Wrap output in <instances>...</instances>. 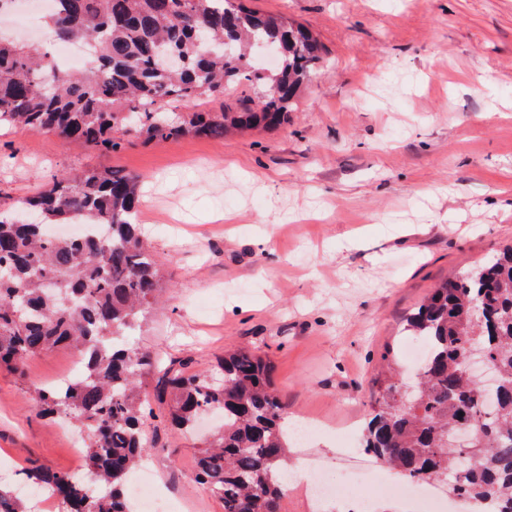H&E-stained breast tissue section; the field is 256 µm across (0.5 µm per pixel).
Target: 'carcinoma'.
<instances>
[{"mask_svg": "<svg viewBox=\"0 0 512 512\" xmlns=\"http://www.w3.org/2000/svg\"><path fill=\"white\" fill-rule=\"evenodd\" d=\"M48 25L60 42H83L98 53L94 67L63 71L45 55L0 33V124L56 133L105 151L133 130L151 139L188 134L222 138L230 131L279 126L323 47L306 27L246 7L243 0H56ZM283 43L275 70L252 69L256 45ZM178 52L181 70L163 68ZM248 81L281 95L261 107L189 112L177 122L161 108L219 97ZM138 177L89 169L60 175L23 207L40 222L0 212V366L24 375L28 358L62 344L77 349L83 372L38 392L44 415L75 421L86 435L80 476L25 471L57 499L61 512H131L126 483L149 450L143 423L154 410L141 379L158 354L127 339L159 296L158 262L135 223ZM105 224L111 234L81 239L50 234L55 224ZM407 330L431 350L419 367V389L397 402L391 383L364 428L363 448L397 470L406 483L448 477L458 494L512 512V248L436 288L408 319ZM480 346L497 370L494 395L466 366ZM273 364L241 348L224 354L219 372L167 370L168 414L192 428L201 412L219 410L224 423L196 460V478L224 512H279L288 469V409ZM466 425L487 443L469 468L448 454V433ZM0 512H26L0 488Z\"/></svg>", "mask_w": 512, "mask_h": 512, "instance_id": "1", "label": "carcinoma"}]
</instances>
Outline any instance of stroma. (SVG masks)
Here are the masks:
<instances>
[{"label":"stroma","instance_id":"1","mask_svg":"<svg viewBox=\"0 0 512 512\" xmlns=\"http://www.w3.org/2000/svg\"><path fill=\"white\" fill-rule=\"evenodd\" d=\"M311 28L324 47L274 129L144 141L113 152L0 128V209L88 168L141 177L165 301L136 333L196 373L250 348L274 365L295 417L323 420L291 467L341 475L389 383L385 361L433 288L512 247V0H245ZM79 353L55 347L24 376L0 368V483L41 466L81 473L78 428L38 414L40 388ZM158 487L181 512H224L194 478L215 413L173 429L155 404Z\"/></svg>","mask_w":512,"mask_h":512}]
</instances>
